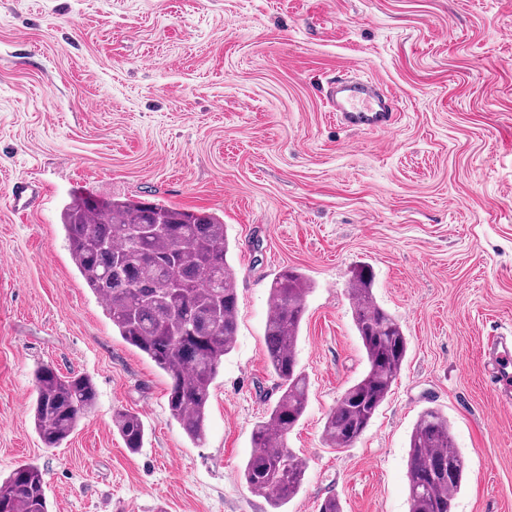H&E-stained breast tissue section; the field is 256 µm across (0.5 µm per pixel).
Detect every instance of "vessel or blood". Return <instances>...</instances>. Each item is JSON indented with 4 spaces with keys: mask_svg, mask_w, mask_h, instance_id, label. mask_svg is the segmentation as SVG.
<instances>
[{
    "mask_svg": "<svg viewBox=\"0 0 512 512\" xmlns=\"http://www.w3.org/2000/svg\"><path fill=\"white\" fill-rule=\"evenodd\" d=\"M326 99L338 122L359 131H384L396 121L395 103L382 94L375 80L337 79L329 84ZM38 183L22 179L12 189L15 207L27 209L33 199L43 197ZM487 381L503 407L512 408V341L495 339L485 352Z\"/></svg>",
    "mask_w": 512,
    "mask_h": 512,
    "instance_id": "1",
    "label": "vessel or blood"
}]
</instances>
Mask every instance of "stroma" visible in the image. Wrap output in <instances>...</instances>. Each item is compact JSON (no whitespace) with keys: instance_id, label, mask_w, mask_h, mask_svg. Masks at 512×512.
Wrapping results in <instances>:
<instances>
[{"instance_id":"35a3bbf8","label":"stroma","mask_w":512,"mask_h":512,"mask_svg":"<svg viewBox=\"0 0 512 512\" xmlns=\"http://www.w3.org/2000/svg\"><path fill=\"white\" fill-rule=\"evenodd\" d=\"M381 81L398 115L341 128L336 75ZM48 194L26 213L11 190ZM90 192L223 215L238 334L193 444L170 380L112 332L60 212ZM373 273L408 339L400 375L348 448L323 424L366 369L347 295ZM313 284L296 344L309 384L288 435L307 472L286 512H410L408 441L447 416L466 463L455 512H512V410L483 351L512 335V0H0V475L39 465L51 512H271L243 469L279 396L269 286ZM90 376L94 409L60 447L34 429L33 374ZM140 415L124 445L113 419ZM11 196L17 209L26 210L35 197H44V189L34 181L20 179L13 185ZM115 426L129 451L136 452L143 447L146 428L138 414L128 411L118 413L115 417Z\"/></svg>"}]
</instances>
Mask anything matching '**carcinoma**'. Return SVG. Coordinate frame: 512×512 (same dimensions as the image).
I'll return each mask as SVG.
<instances>
[{
  "label": "carcinoma",
  "instance_id": "obj_1",
  "mask_svg": "<svg viewBox=\"0 0 512 512\" xmlns=\"http://www.w3.org/2000/svg\"><path fill=\"white\" fill-rule=\"evenodd\" d=\"M62 224L71 260L104 303L112 329L168 376L171 417L189 439L202 441L211 389L238 332L236 272L228 260L224 218L128 197H80L65 207ZM310 290L296 269L281 270L270 284L266 353L281 394L254 426L244 477L274 512L298 494L307 471L306 461L288 448L287 436L308 402L295 346ZM348 296L367 369L326 417L323 439L334 447L359 439L391 392L407 353L400 323L374 300L370 269L352 272ZM34 384V428L55 448L95 406L96 386L86 375H63L48 365L37 367ZM115 426L129 451L143 447L146 428L139 415L120 412ZM408 455L410 512H453L465 464L448 418L423 411ZM0 512H49L38 465L21 464L0 477Z\"/></svg>",
  "mask_w": 512,
  "mask_h": 512
}]
</instances>
